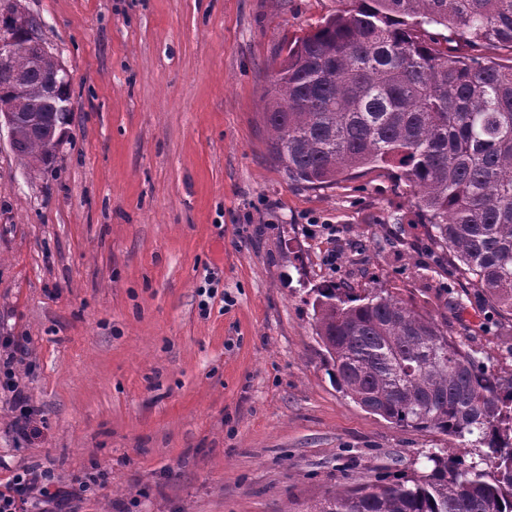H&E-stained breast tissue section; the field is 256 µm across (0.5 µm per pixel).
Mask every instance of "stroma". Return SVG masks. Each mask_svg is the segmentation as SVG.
Returning a JSON list of instances; mask_svg holds the SVG:
<instances>
[{"mask_svg": "<svg viewBox=\"0 0 512 512\" xmlns=\"http://www.w3.org/2000/svg\"><path fill=\"white\" fill-rule=\"evenodd\" d=\"M72 80L63 144L31 172L0 141V336L30 340L42 411L0 481L98 468L78 512H304L420 471L442 435L333 384L315 288H385L502 376L512 320L431 242L390 168L312 189L271 160L263 95L288 43L340 0H20Z\"/></svg>", "mask_w": 512, "mask_h": 512, "instance_id": "35a3bbf8", "label": "stroma"}]
</instances>
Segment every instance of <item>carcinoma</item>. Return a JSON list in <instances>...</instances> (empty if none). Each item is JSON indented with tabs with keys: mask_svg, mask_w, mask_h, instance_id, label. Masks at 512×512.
Segmentation results:
<instances>
[{
	"mask_svg": "<svg viewBox=\"0 0 512 512\" xmlns=\"http://www.w3.org/2000/svg\"><path fill=\"white\" fill-rule=\"evenodd\" d=\"M350 7L288 43L264 93L268 150L287 179L331 185L390 166L408 184L432 239L461 278L512 317V63L441 43L512 51V0H347ZM442 27L439 39L429 32ZM17 37L12 68L39 99L57 67L38 69ZM68 114L49 106L17 127L33 169L61 145ZM334 385L399 428L438 433L470 460L428 456L409 480L382 476L337 490L306 512H512V377L448 337V325L399 294L336 285L312 302Z\"/></svg>",
	"mask_w": 512,
	"mask_h": 512,
	"instance_id": "carcinoma-1",
	"label": "carcinoma"
}]
</instances>
